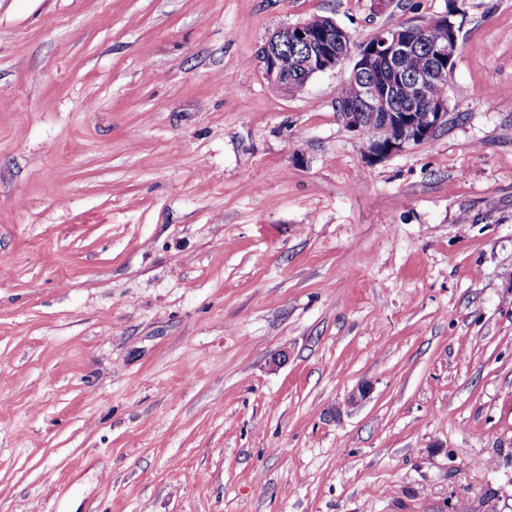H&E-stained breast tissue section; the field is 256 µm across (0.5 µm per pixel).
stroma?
Returning a JSON list of instances; mask_svg holds the SVG:
<instances>
[{"mask_svg": "<svg viewBox=\"0 0 512 512\" xmlns=\"http://www.w3.org/2000/svg\"><path fill=\"white\" fill-rule=\"evenodd\" d=\"M448 4L0 0V512H512V0L374 165L258 57Z\"/></svg>", "mask_w": 512, "mask_h": 512, "instance_id": "obj_1", "label": "stroma"}]
</instances>
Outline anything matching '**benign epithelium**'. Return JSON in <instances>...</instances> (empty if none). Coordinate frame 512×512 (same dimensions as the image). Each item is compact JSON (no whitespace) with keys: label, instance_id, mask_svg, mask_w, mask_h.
<instances>
[{"label":"benign epithelium","instance_id":"obj_1","mask_svg":"<svg viewBox=\"0 0 512 512\" xmlns=\"http://www.w3.org/2000/svg\"><path fill=\"white\" fill-rule=\"evenodd\" d=\"M458 2L452 0L449 14H443L421 24H400L382 30L372 43L353 44L349 34L329 19L312 25V21L289 25L275 32L261 47L259 58L265 78L280 89H288L291 79L282 64L290 43H300L305 51L295 59V66L307 78L333 71L346 59L354 65L347 81L356 84V98L339 105V114L345 125L360 133L367 127L382 123L397 129L388 140L372 139L363 158L370 164L378 163L403 152L410 144L430 139L448 122V104L445 100H431L427 88L434 70L419 71L405 80L403 75L407 58L426 41L438 62L453 66L458 51V33L448 16H457ZM408 83L414 90V100L424 102L425 117L417 123L413 113L395 107L398 87Z\"/></svg>","mask_w":512,"mask_h":512}]
</instances>
